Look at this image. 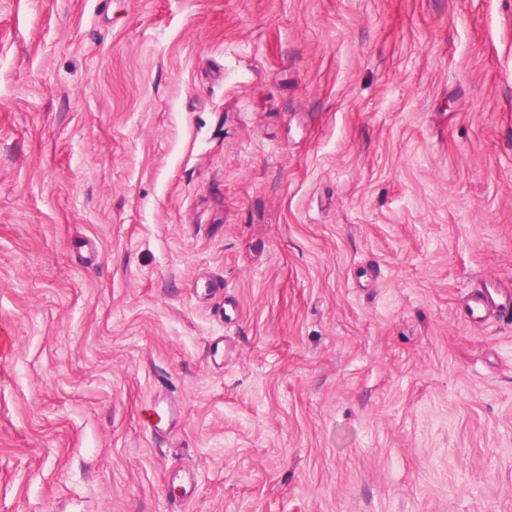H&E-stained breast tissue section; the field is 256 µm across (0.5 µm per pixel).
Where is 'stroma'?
Instances as JSON below:
<instances>
[{
  "label": "stroma",
  "mask_w": 512,
  "mask_h": 512,
  "mask_svg": "<svg viewBox=\"0 0 512 512\" xmlns=\"http://www.w3.org/2000/svg\"><path fill=\"white\" fill-rule=\"evenodd\" d=\"M490 280L512 0H0V512H512ZM491 288H496L493 283H486L485 288L473 294L468 302V314L475 321L483 320L489 313L495 312L499 319L506 318L509 323L512 322V303L510 304V295L498 306L493 309L490 302Z\"/></svg>",
  "instance_id": "1"
}]
</instances>
